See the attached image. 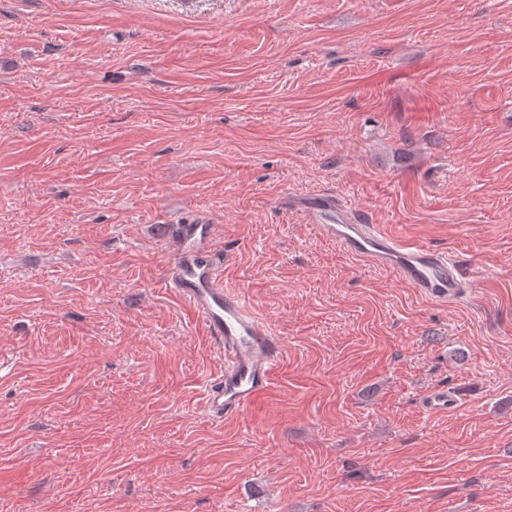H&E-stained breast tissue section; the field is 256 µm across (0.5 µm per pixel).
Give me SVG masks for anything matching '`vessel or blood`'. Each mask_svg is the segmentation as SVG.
Wrapping results in <instances>:
<instances>
[{
	"label": "vessel or blood",
	"instance_id": "1",
	"mask_svg": "<svg viewBox=\"0 0 512 512\" xmlns=\"http://www.w3.org/2000/svg\"><path fill=\"white\" fill-rule=\"evenodd\" d=\"M298 207L320 237L392 272L421 297L447 302L461 294L465 281L447 252L391 238L331 193L301 198ZM164 234L173 245L164 285L190 307L222 362L206 388L205 408L215 421L243 414L269 394L281 365V344L251 304L225 287L224 257L214 247L215 226L207 213L168 225Z\"/></svg>",
	"mask_w": 512,
	"mask_h": 512
}]
</instances>
